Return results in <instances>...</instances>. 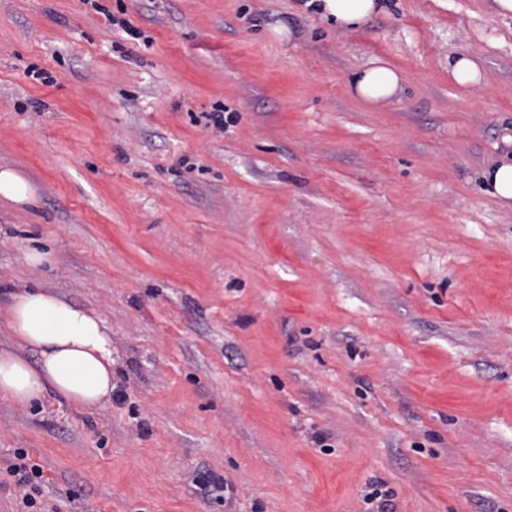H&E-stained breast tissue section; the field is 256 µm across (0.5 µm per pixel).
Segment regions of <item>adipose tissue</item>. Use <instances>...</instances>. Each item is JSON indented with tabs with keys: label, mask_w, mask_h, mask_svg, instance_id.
I'll use <instances>...</instances> for the list:
<instances>
[{
	"label": "adipose tissue",
	"mask_w": 512,
	"mask_h": 512,
	"mask_svg": "<svg viewBox=\"0 0 512 512\" xmlns=\"http://www.w3.org/2000/svg\"><path fill=\"white\" fill-rule=\"evenodd\" d=\"M324 18L341 28H359L384 13L387 0H308ZM350 89L369 103L402 91L397 72L371 64L354 74ZM14 338L0 348V394L21 406L57 396L77 409L94 411L112 400V337L94 311L51 290L17 284L0 306Z\"/></svg>",
	"instance_id": "obj_1"
}]
</instances>
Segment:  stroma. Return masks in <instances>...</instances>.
Instances as JSON below:
<instances>
[{"mask_svg": "<svg viewBox=\"0 0 512 512\" xmlns=\"http://www.w3.org/2000/svg\"><path fill=\"white\" fill-rule=\"evenodd\" d=\"M304 4L0 0V166L39 193L0 203V283L112 333L105 408L0 396V458L59 512H512V205L482 178L512 16ZM376 59L403 91L369 104ZM324 18L341 28H359L372 17L387 11L389 0H306ZM452 78L462 86H468L479 82L481 74L477 63L472 57L460 55L453 63L450 70ZM354 74L350 82L352 93L368 103L387 101L402 92L401 79L395 70L379 62ZM4 472L15 481L18 486H26L28 490L21 496L17 505L23 510L18 512H48L47 510H27L29 508H41V503L37 499L42 496V477L43 469L40 464L32 461L28 453L22 448L13 452V459H6Z\"/></svg>", "mask_w": 512, "mask_h": 512, "instance_id": "stroma-1", "label": "stroma"}]
</instances>
